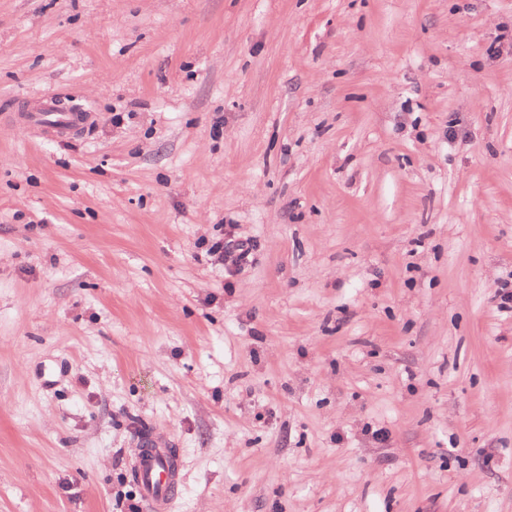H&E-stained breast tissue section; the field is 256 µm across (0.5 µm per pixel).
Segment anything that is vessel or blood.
<instances>
[{"mask_svg": "<svg viewBox=\"0 0 512 512\" xmlns=\"http://www.w3.org/2000/svg\"><path fill=\"white\" fill-rule=\"evenodd\" d=\"M81 115L72 112H57L52 99H45L44 106L37 113L28 114V125L45 129H71L82 123ZM135 482L143 499L152 512H169L173 502L176 473L169 453L162 448H150L141 452L133 464Z\"/></svg>", "mask_w": 512, "mask_h": 512, "instance_id": "obj_1", "label": "vessel or blood"}]
</instances>
